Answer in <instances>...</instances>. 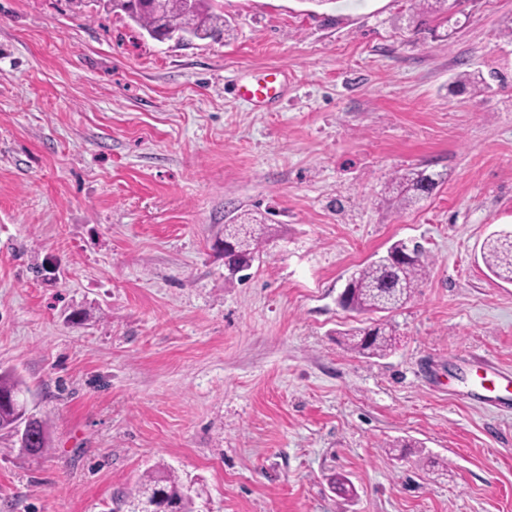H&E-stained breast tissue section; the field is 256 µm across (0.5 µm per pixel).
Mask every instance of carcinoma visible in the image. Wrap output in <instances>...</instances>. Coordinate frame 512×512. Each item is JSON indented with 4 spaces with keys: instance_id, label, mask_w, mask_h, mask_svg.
<instances>
[{
    "instance_id": "obj_1",
    "label": "carcinoma",
    "mask_w": 512,
    "mask_h": 512,
    "mask_svg": "<svg viewBox=\"0 0 512 512\" xmlns=\"http://www.w3.org/2000/svg\"><path fill=\"white\" fill-rule=\"evenodd\" d=\"M211 0H104V6L125 13L152 38L165 39L171 33L189 31L198 40L219 39L224 34V17L212 12ZM413 8L436 21L448 13V0H411ZM442 174L424 170L410 171L399 177L403 204L412 206L429 197ZM224 239L233 247L224 250V258L236 270L251 267L259 258V237L249 223L224 225ZM393 260L371 263L348 281L345 308L357 313L382 312L400 307L413 295L428 266V257L418 245L399 240L390 246ZM481 257L493 276L512 283V230L489 235L482 244ZM352 350L366 357L383 356L392 349V330L383 323L345 333ZM24 381L10 371L0 372V432H13L12 424L22 404L19 395ZM50 448L45 421H40L37 440L29 453L42 455ZM159 497L172 506V512H194V501L172 469L158 465L144 471L134 486L118 498L127 512L153 504Z\"/></svg>"
}]
</instances>
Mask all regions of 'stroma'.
Returning a JSON list of instances; mask_svg holds the SVG:
<instances>
[{
  "label": "stroma",
  "instance_id": "1",
  "mask_svg": "<svg viewBox=\"0 0 512 512\" xmlns=\"http://www.w3.org/2000/svg\"><path fill=\"white\" fill-rule=\"evenodd\" d=\"M219 41H156L94 0H0V369L50 451L0 440V512H111L148 467L196 512H512V0L431 31L407 0H214ZM286 75L258 110L233 93ZM489 75L453 93L461 71ZM444 173L398 210L390 180ZM269 232L248 278L215 241ZM415 295L356 314L349 276L397 240ZM389 323L366 358L341 333ZM481 257L493 276L512 283V230L489 235L482 244Z\"/></svg>",
  "mask_w": 512,
  "mask_h": 512
}]
</instances>
